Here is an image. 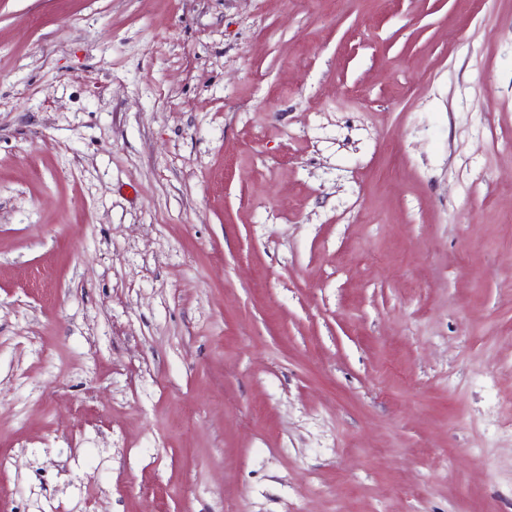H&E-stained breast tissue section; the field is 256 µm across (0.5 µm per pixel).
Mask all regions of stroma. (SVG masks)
<instances>
[{"label":"stroma","instance_id":"1","mask_svg":"<svg viewBox=\"0 0 512 512\" xmlns=\"http://www.w3.org/2000/svg\"><path fill=\"white\" fill-rule=\"evenodd\" d=\"M0 512H512V0H0Z\"/></svg>","mask_w":512,"mask_h":512}]
</instances>
